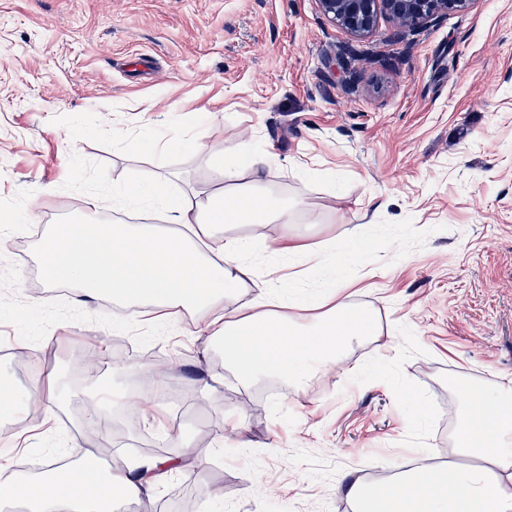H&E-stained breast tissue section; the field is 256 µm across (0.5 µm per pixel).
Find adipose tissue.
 Instances as JSON below:
<instances>
[{
    "instance_id": "ef3b65f1",
    "label": "adipose tissue",
    "mask_w": 512,
    "mask_h": 512,
    "mask_svg": "<svg viewBox=\"0 0 512 512\" xmlns=\"http://www.w3.org/2000/svg\"><path fill=\"white\" fill-rule=\"evenodd\" d=\"M263 151L244 148L238 163L216 162L219 188L171 199L161 181L136 179L118 190L123 205L161 206L167 223L202 234L221 254L213 261L195 239L159 232L152 224L99 219L95 196H83L77 221L61 225L47 240L43 269L48 284L67 281L82 297L109 296L119 302L153 308L167 318L170 309L205 312L204 331L213 332L236 375L251 379L268 373L293 378L306 367L338 365L336 347L366 333V319L343 302L313 301L316 315L295 330L271 310L268 290L240 302L238 292L254 276L244 253L253 240L229 235L241 223L277 224L281 234L263 239L265 251L293 255L319 266L320 252L302 243L294 231L288 203L276 201L263 173L273 166ZM250 179H243V172ZM512 388L501 384L466 403L454 436V459L440 469L419 468L398 480L364 487L348 484L358 512H512ZM160 461L137 466L113 462L100 476L71 478L68 469L49 467L33 478L12 473L0 479V502L22 501L26 512H94L103 493L120 492L138 500L159 483Z\"/></svg>"
}]
</instances>
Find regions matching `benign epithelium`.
<instances>
[{
    "label": "benign epithelium",
    "mask_w": 512,
    "mask_h": 512,
    "mask_svg": "<svg viewBox=\"0 0 512 512\" xmlns=\"http://www.w3.org/2000/svg\"><path fill=\"white\" fill-rule=\"evenodd\" d=\"M321 13L354 38L374 33L379 20L398 32L421 28L450 14L473 10L478 0H317Z\"/></svg>",
    "instance_id": "obj_1"
}]
</instances>
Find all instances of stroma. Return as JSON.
<instances>
[{
	"label": "stroma",
	"instance_id": "obj_1",
	"mask_svg": "<svg viewBox=\"0 0 512 512\" xmlns=\"http://www.w3.org/2000/svg\"><path fill=\"white\" fill-rule=\"evenodd\" d=\"M247 141L303 242L339 249L320 270L259 255L257 283L368 311L375 335L338 350L357 373L242 381L195 311L121 314L42 276L80 196L211 190V155ZM0 228V382L65 389L10 410L0 464L187 446L204 457L136 512H353L348 479L447 464L467 389L512 386V0L362 40L317 0H0ZM159 374L164 420L119 401L102 439L72 416Z\"/></svg>",
	"mask_w": 512,
	"mask_h": 512
}]
</instances>
